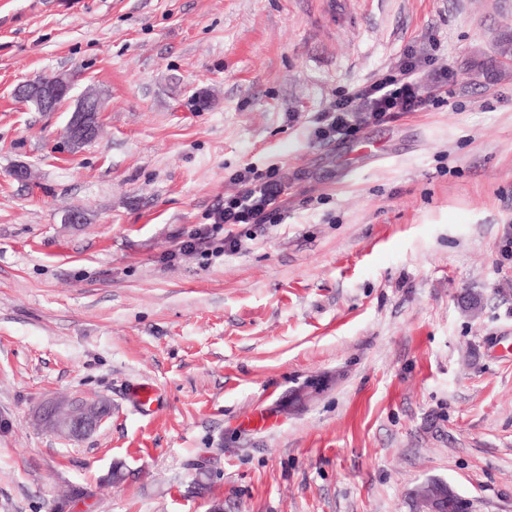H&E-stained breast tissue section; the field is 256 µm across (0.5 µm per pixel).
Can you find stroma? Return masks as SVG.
Segmentation results:
<instances>
[{
  "label": "stroma",
  "mask_w": 512,
  "mask_h": 512,
  "mask_svg": "<svg viewBox=\"0 0 512 512\" xmlns=\"http://www.w3.org/2000/svg\"><path fill=\"white\" fill-rule=\"evenodd\" d=\"M407 54L447 105L317 140ZM59 73L103 102L77 152L74 100L14 94ZM248 165L284 223L169 259ZM61 396L112 412L71 442L35 423ZM431 480L512 512V0H0V512H414ZM128 396L143 412H152V406L158 402L157 388L148 383L133 385Z\"/></svg>",
  "instance_id": "obj_1"
}]
</instances>
